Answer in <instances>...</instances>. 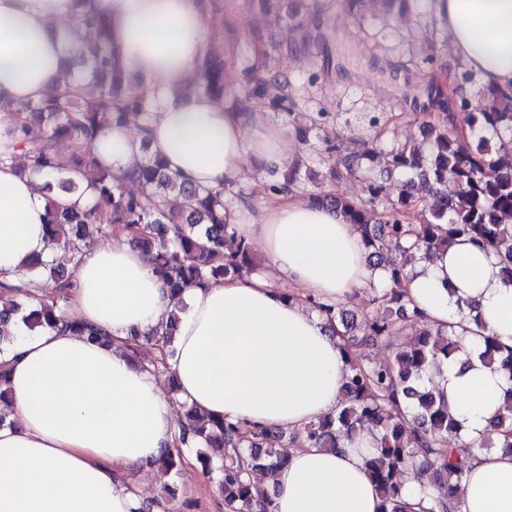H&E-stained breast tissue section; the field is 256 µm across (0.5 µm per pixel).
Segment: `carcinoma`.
<instances>
[{
  "mask_svg": "<svg viewBox=\"0 0 512 512\" xmlns=\"http://www.w3.org/2000/svg\"><path fill=\"white\" fill-rule=\"evenodd\" d=\"M76 37L81 52L74 64L78 87L57 90L36 103L13 110L14 127L5 131L9 150L0 152V164L18 162L20 169L43 174L40 185L46 202L47 236L71 254L72 262H45L35 256L20 274L29 279L48 276L58 289L51 301L14 294L0 303V354L13 342L12 327L22 320L27 327H49L60 333H79L92 341L107 336L65 312L66 286L74 278L80 245L88 237L109 239L116 225L137 228L135 243L149 256L155 275L169 288L176 307L188 288L205 287L215 277H238L258 270L252 247L235 241L236 227L224 200L225 191L194 186L169 169L165 160L145 153L123 178L101 165L93 147L105 125H122L127 114L139 112L147 123L156 111L157 95L125 70L112 48L110 24L95 0H77ZM473 81L461 72L452 92L460 106L471 111V138L462 139L446 113L422 125V139L390 148L361 151L332 141L322 150L336 154V162L350 176L364 181L361 200H330L310 193L319 203L341 208L357 225L369 261L384 277L369 287L377 310L357 322L348 318L342 304L315 299L311 305L325 316L329 329L341 340L348 366L342 385L343 401L336 413L287 436L222 415H203L190 409L181 427L179 446L166 450L154 466L169 472L179 467L184 450L194 443L195 461L217 483L231 512H269L272 496L252 482V473L277 470L288 462L287 449L341 448L362 433L371 435L374 448L366 458L378 487L383 512H406L404 473L427 478L420 483V512H461L457 497L471 469V449L504 448L512 452V344L484 335L478 304L468 305L472 327H433L406 299V268L464 240L486 252L499 266L504 280L512 282V152L503 155L491 147V136H512V95L484 87L476 107L465 93ZM199 92L224 101V60L207 58L198 81ZM78 140L81 149L69 154L57 150L61 140ZM302 161L288 164V174L265 185L278 194L299 188ZM409 175L397 200L388 202L386 184L377 173ZM83 173L94 190L87 208L59 205L55 196L77 189L70 178ZM423 180L432 201L420 203L408 186ZM134 184L137 191L127 190ZM178 315L158 332L138 339L133 352L146 348L150 360L142 367L166 368L174 355L173 339ZM165 348L164 357L152 350ZM361 346H385L392 360L378 365L356 353ZM505 380L503 402L486 431L472 437L448 412V399L433 376L444 377L448 364L469 367L471 354Z\"/></svg>",
  "mask_w": 512,
  "mask_h": 512,
  "instance_id": "carcinoma-1",
  "label": "carcinoma"
}]
</instances>
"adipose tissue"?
<instances>
[{"label":"adipose tissue","mask_w":512,"mask_h":512,"mask_svg":"<svg viewBox=\"0 0 512 512\" xmlns=\"http://www.w3.org/2000/svg\"><path fill=\"white\" fill-rule=\"evenodd\" d=\"M448 43L485 85L512 91V0H431ZM110 23L124 66L164 102L145 137L105 128L96 155L123 176L141 142L192 183L225 189L247 163L281 169L285 132L245 134L238 113L195 91L211 50L200 0H96ZM71 0H0V101L40 100L68 80L63 61L74 42L61 27ZM39 176L0 165V282L13 281L33 255L56 256L45 230ZM237 234L259 244L264 274L190 288L168 360L176 398L158 376L128 359L133 334L152 332L173 308L167 288L125 231L78 256L69 312L107 330L101 345L76 334L16 328L7 354L13 424L0 427V512H142L150 497L124 473L150 472L175 447L177 403L273 430L298 431L336 410L345 359L339 340L310 305L345 303L377 282L360 234L340 210L285 192L257 215L239 219ZM288 289L274 287L273 278ZM412 304L434 325L474 300L491 335L512 342V285L493 260L461 242L408 272ZM453 412L481 433L502 404V376L481 362L449 366L443 382ZM472 473L460 492L462 512H512V454L472 451ZM273 512H380L381 498L363 454L294 447L269 476Z\"/></svg>","instance_id":"ef3b65f1"}]
</instances>
